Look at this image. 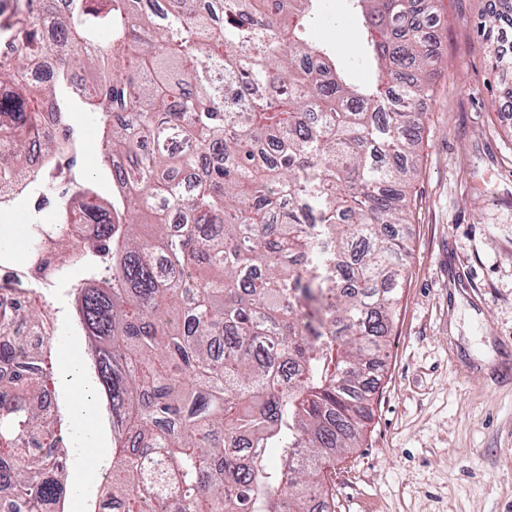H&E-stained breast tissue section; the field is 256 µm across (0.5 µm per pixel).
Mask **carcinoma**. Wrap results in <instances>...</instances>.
Here are the masks:
<instances>
[{
	"label": "carcinoma",
	"instance_id": "cac0c4a2",
	"mask_svg": "<svg viewBox=\"0 0 512 512\" xmlns=\"http://www.w3.org/2000/svg\"><path fill=\"white\" fill-rule=\"evenodd\" d=\"M61 2L0 0V207L74 166L70 114H90L117 199L72 180L28 257L51 246V286L76 294L112 508L314 512L371 418L402 297L433 0H343L365 84L310 39L324 0ZM479 29L496 68L512 10ZM53 305L0 284V512L64 509L48 349L20 334L53 339Z\"/></svg>",
	"mask_w": 512,
	"mask_h": 512
}]
</instances>
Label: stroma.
<instances>
[{"label": "stroma", "instance_id": "35a3bbf8", "mask_svg": "<svg viewBox=\"0 0 512 512\" xmlns=\"http://www.w3.org/2000/svg\"><path fill=\"white\" fill-rule=\"evenodd\" d=\"M512 0H439L433 43L447 64L425 104L411 180L410 254L385 370L359 448L336 465L329 512H512V65L490 69L477 23ZM356 76L366 74L340 0L313 26ZM59 399L75 391L74 354L91 368L73 297L53 293ZM69 512L102 494L79 449Z\"/></svg>", "mask_w": 512, "mask_h": 512}]
</instances>
